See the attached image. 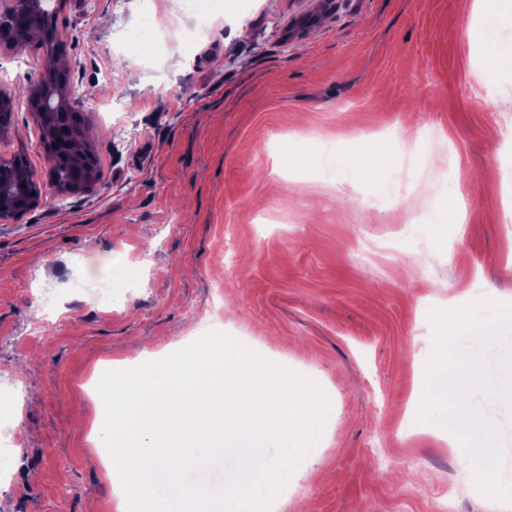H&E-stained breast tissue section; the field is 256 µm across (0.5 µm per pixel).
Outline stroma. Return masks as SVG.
<instances>
[{
    "label": "stroma",
    "mask_w": 512,
    "mask_h": 512,
    "mask_svg": "<svg viewBox=\"0 0 512 512\" xmlns=\"http://www.w3.org/2000/svg\"><path fill=\"white\" fill-rule=\"evenodd\" d=\"M178 0H87L56 17L65 87L121 99L125 126L85 106L99 179L0 221V512H117L89 382L114 362L176 351L211 330L314 379L330 399L319 440L272 512H512L457 471L415 419L431 309L460 295L512 300V30H487L475 0H252L193 51ZM153 9L166 24L138 55L125 38ZM309 19L302 37L294 23ZM502 60L494 92L481 67ZM43 49L0 50V90L42 72ZM0 159L45 172L25 100ZM395 135L379 176L364 136ZM473 198L466 231L448 212ZM447 250H437L438 241ZM124 258L134 274L97 283ZM51 292L56 309L37 303ZM472 400L499 426L512 478V404Z\"/></svg>",
    "instance_id": "1"
}]
</instances>
